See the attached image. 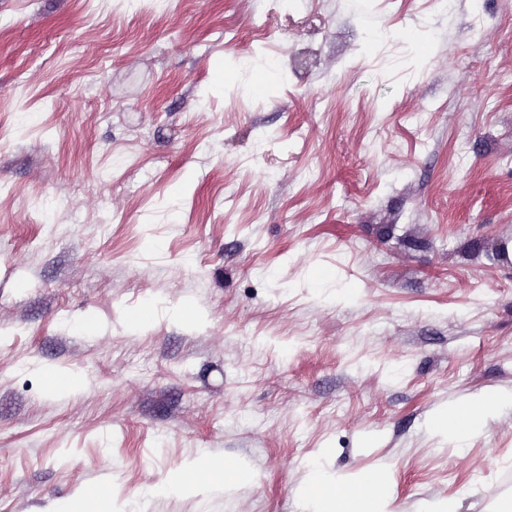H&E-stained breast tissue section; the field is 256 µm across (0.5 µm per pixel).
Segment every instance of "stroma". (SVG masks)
<instances>
[{
    "instance_id": "35a3bbf8",
    "label": "stroma",
    "mask_w": 512,
    "mask_h": 512,
    "mask_svg": "<svg viewBox=\"0 0 512 512\" xmlns=\"http://www.w3.org/2000/svg\"><path fill=\"white\" fill-rule=\"evenodd\" d=\"M495 392L512 0H0V512H502L512 403L431 428ZM504 399L496 394L486 395L476 403H464L436 415L431 427L435 432L455 433L466 438L479 425L485 411L498 407ZM210 475L212 479H220V481L212 480L211 488L224 489V491L234 489L238 484H240V481L238 480L251 479L250 472L242 471L234 461L226 458H224V467H213ZM227 478H235L238 480L222 481ZM372 482L376 486L380 485V474L377 471L364 473L357 482L349 484H338L330 478L323 475L318 468H312L308 485L314 495L315 512H383L379 494H362L361 488L367 483ZM344 485L350 487L352 493L343 501H336L335 498L344 497L347 491L331 489L332 496L320 495L316 491V485Z\"/></svg>"
}]
</instances>
